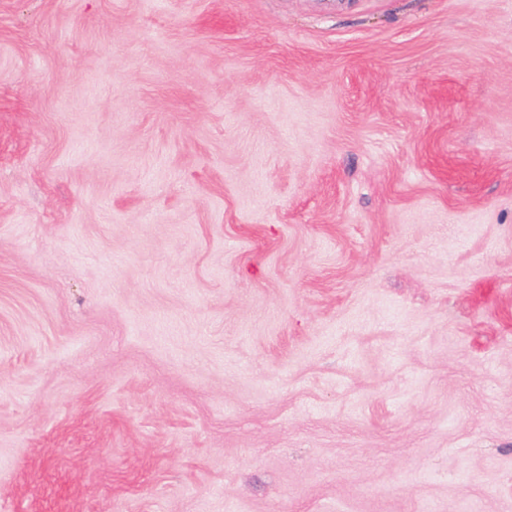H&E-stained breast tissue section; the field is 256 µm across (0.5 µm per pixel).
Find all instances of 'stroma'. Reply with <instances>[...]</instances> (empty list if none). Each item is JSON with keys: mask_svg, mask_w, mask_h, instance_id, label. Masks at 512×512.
<instances>
[{"mask_svg": "<svg viewBox=\"0 0 512 512\" xmlns=\"http://www.w3.org/2000/svg\"><path fill=\"white\" fill-rule=\"evenodd\" d=\"M0 512H512V0H0Z\"/></svg>", "mask_w": 512, "mask_h": 512, "instance_id": "stroma-1", "label": "stroma"}]
</instances>
